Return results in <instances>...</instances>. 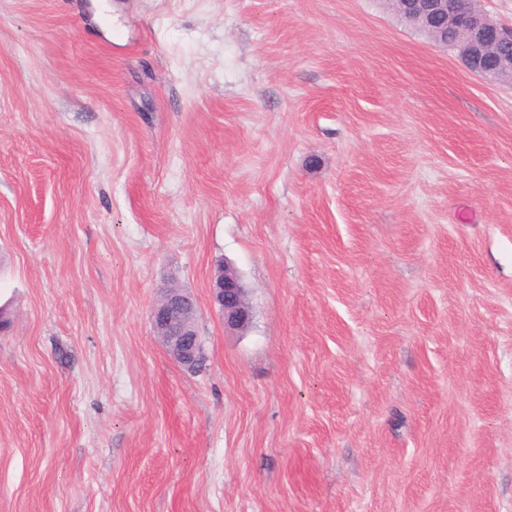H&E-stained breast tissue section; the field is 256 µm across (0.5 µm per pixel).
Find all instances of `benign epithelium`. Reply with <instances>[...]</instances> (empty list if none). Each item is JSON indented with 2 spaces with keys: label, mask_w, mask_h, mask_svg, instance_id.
Returning a JSON list of instances; mask_svg holds the SVG:
<instances>
[{
  "label": "benign epithelium",
  "mask_w": 512,
  "mask_h": 512,
  "mask_svg": "<svg viewBox=\"0 0 512 512\" xmlns=\"http://www.w3.org/2000/svg\"><path fill=\"white\" fill-rule=\"evenodd\" d=\"M401 14L424 28L443 23L460 33L466 44L461 55L465 67L489 82L501 74H512V56L502 54L492 65H482L489 42L497 37H512V28L503 26L479 9L472 0H397ZM213 300L224 315V331L246 330L252 320L247 292L235 267L226 264L212 280ZM155 336L168 355L187 370L204 359L196 330V307L192 298L180 288H164L151 309Z\"/></svg>",
  "instance_id": "1"
}]
</instances>
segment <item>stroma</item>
Listing matches in <instances>:
<instances>
[{
	"instance_id": "stroma-1",
	"label": "stroma",
	"mask_w": 512,
	"mask_h": 512,
	"mask_svg": "<svg viewBox=\"0 0 512 512\" xmlns=\"http://www.w3.org/2000/svg\"><path fill=\"white\" fill-rule=\"evenodd\" d=\"M111 2L0 0V512H512V85L380 0ZM213 300L224 315L225 332L246 330L252 320L247 292L235 267L226 264L212 280ZM195 311L194 301L180 288H163L151 309L155 336L168 355L189 371L204 359Z\"/></svg>"
}]
</instances>
